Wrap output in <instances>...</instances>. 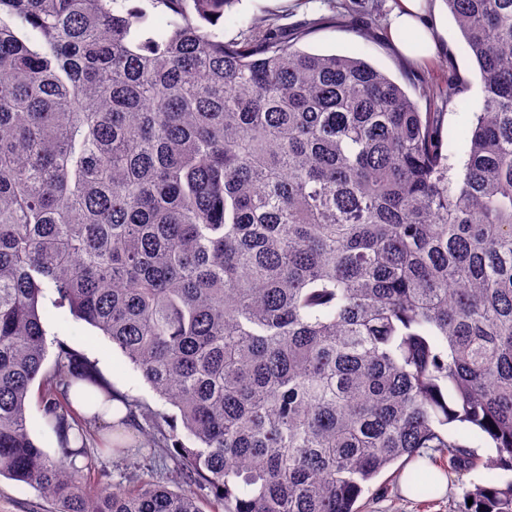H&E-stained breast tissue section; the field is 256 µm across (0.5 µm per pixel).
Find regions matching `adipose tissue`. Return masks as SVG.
Masks as SVG:
<instances>
[{
    "instance_id": "ef3b65f1",
    "label": "adipose tissue",
    "mask_w": 512,
    "mask_h": 512,
    "mask_svg": "<svg viewBox=\"0 0 512 512\" xmlns=\"http://www.w3.org/2000/svg\"><path fill=\"white\" fill-rule=\"evenodd\" d=\"M386 35L392 46L403 56H412L411 39L426 47V58H433L440 46L439 30L427 16L426 0H389Z\"/></svg>"
}]
</instances>
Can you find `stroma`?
<instances>
[{
  "mask_svg": "<svg viewBox=\"0 0 512 512\" xmlns=\"http://www.w3.org/2000/svg\"><path fill=\"white\" fill-rule=\"evenodd\" d=\"M264 14L276 15L286 26L306 19H319L315 32L301 41L302 49L312 53L337 54L349 45H357L362 59L398 81L410 93L414 92L420 79L440 76L445 66L465 77L467 85L463 97L468 105L464 108L448 106L444 120V127L452 138L451 162L455 167H462L473 114L482 98V86L472 58L462 47V37L453 18L440 20L444 32V54L426 62L412 63L391 47L384 33L362 39L355 21L336 15L330 0H298L292 6L286 0H238L224 19L225 37H235L238 30L247 26L254 17ZM40 312L46 329L45 368L53 367L59 345H67L84 359L99 381L122 394L145 401L153 408L174 414V407L153 393L140 373L118 349L113 348L107 337L75 318L68 309L58 307L54 294H46L42 299ZM486 479L487 473L482 469L454 474L448 493L430 503L417 497L401 501L402 512H453L465 490L484 483ZM48 509V503L35 489L5 477L0 479V512H48Z\"/></svg>",
  "mask_w": 512,
  "mask_h": 512,
  "instance_id": "stroma-1",
  "label": "stroma"
}]
</instances>
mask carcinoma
<instances>
[{
    "mask_svg": "<svg viewBox=\"0 0 512 512\" xmlns=\"http://www.w3.org/2000/svg\"><path fill=\"white\" fill-rule=\"evenodd\" d=\"M127 2L0 0V477L55 512H366L417 457L418 497L512 471V0H445L483 92L457 173V73L423 112L305 27L224 40L233 0ZM49 291L178 410L126 402L174 488L129 447L87 487L66 389L99 382L64 345L43 369ZM466 498L512 512V479Z\"/></svg>",
    "mask_w": 512,
    "mask_h": 512,
    "instance_id": "cac0c4a2",
    "label": "carcinoma"
}]
</instances>
